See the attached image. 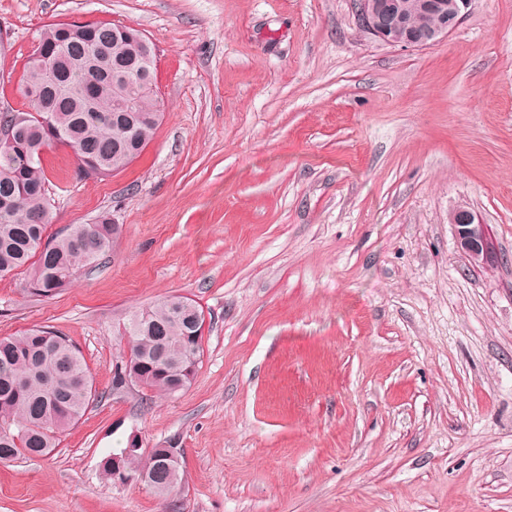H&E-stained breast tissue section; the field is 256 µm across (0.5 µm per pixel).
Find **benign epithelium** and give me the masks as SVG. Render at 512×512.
I'll return each mask as SVG.
<instances>
[{
	"instance_id": "obj_1",
	"label": "benign epithelium",
	"mask_w": 512,
	"mask_h": 512,
	"mask_svg": "<svg viewBox=\"0 0 512 512\" xmlns=\"http://www.w3.org/2000/svg\"><path fill=\"white\" fill-rule=\"evenodd\" d=\"M473 0H359L360 25L379 40L402 47L424 48L453 32ZM456 228L460 250L473 263L491 259L487 227L469 210L450 215ZM116 485L144 484L141 478L126 475L121 457L112 454Z\"/></svg>"
}]
</instances>
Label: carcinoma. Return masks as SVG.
Listing matches in <instances>:
<instances>
[{"mask_svg":"<svg viewBox=\"0 0 512 512\" xmlns=\"http://www.w3.org/2000/svg\"><path fill=\"white\" fill-rule=\"evenodd\" d=\"M102 22H56L42 30L23 68L31 112H1L0 129L13 127V142L0 143V279L28 273L26 290L48 296L71 286L78 270L110 250L120 229L106 214L91 224H71L46 236L51 204L42 154L60 144L95 176L124 169L152 140L162 117L155 93L136 81L118 83L129 70L155 83L154 55L145 53L137 29ZM203 310L192 299L169 295L129 318L128 376L158 397L190 384L202 352ZM95 398L81 352L44 328L0 337V460L46 456L83 417ZM143 474L157 496L180 481L164 449L134 450L124 460Z\"/></svg>","mask_w":512,"mask_h":512,"instance_id":"carcinoma-1","label":"carcinoma"}]
</instances>
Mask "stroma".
Here are the masks:
<instances>
[{
  "instance_id": "35a3bbf8",
  "label": "stroma",
  "mask_w": 512,
  "mask_h": 512,
  "mask_svg": "<svg viewBox=\"0 0 512 512\" xmlns=\"http://www.w3.org/2000/svg\"><path fill=\"white\" fill-rule=\"evenodd\" d=\"M358 0H0V112L30 111L44 25L110 22L156 52L162 120L102 178L43 153L51 231L109 214L69 288L0 280V336L48 327L98 399L47 456L0 461V512H512V0L387 44ZM495 257L474 265L450 214ZM204 310L188 388L115 389L119 327ZM138 435L180 450L162 499L104 480ZM449 219L456 228L458 246L469 261L488 262L491 259V253L486 225L479 219L476 221V216L469 210L454 211Z\"/></svg>"
}]
</instances>
